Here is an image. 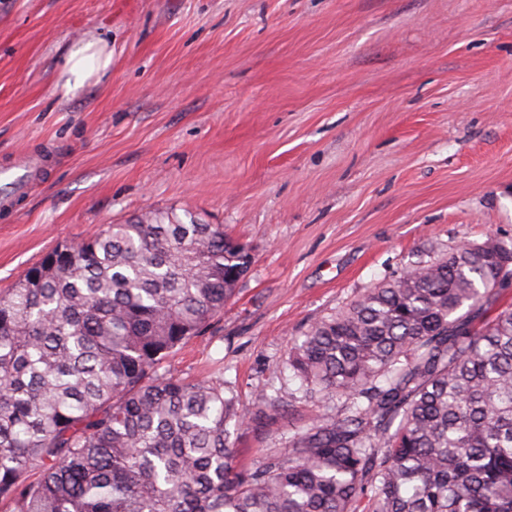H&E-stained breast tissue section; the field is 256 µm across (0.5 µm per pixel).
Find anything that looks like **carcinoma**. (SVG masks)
Listing matches in <instances>:
<instances>
[{
    "instance_id": "1",
    "label": "carcinoma",
    "mask_w": 512,
    "mask_h": 512,
    "mask_svg": "<svg viewBox=\"0 0 512 512\" xmlns=\"http://www.w3.org/2000/svg\"><path fill=\"white\" fill-rule=\"evenodd\" d=\"M250 264L173 212L61 244L0 292V500L13 512H512V248L464 244L310 325L283 370L345 399L249 466L270 428L224 385L162 364L224 312ZM41 476L29 480V472Z\"/></svg>"
}]
</instances>
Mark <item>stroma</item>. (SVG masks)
Returning a JSON list of instances; mask_svg holds the SVG:
<instances>
[{
    "mask_svg": "<svg viewBox=\"0 0 512 512\" xmlns=\"http://www.w3.org/2000/svg\"><path fill=\"white\" fill-rule=\"evenodd\" d=\"M112 65L65 95L72 44ZM0 291L57 244L154 212L220 224L252 262L168 367L223 383L248 465L317 405L280 368L310 324L464 243L512 247V0H0ZM33 169L31 164L17 169L0 170V182L3 187H7L4 191H0V206H9L15 194L24 190L33 177Z\"/></svg>",
    "mask_w": 512,
    "mask_h": 512,
    "instance_id": "stroma-1",
    "label": "stroma"
}]
</instances>
